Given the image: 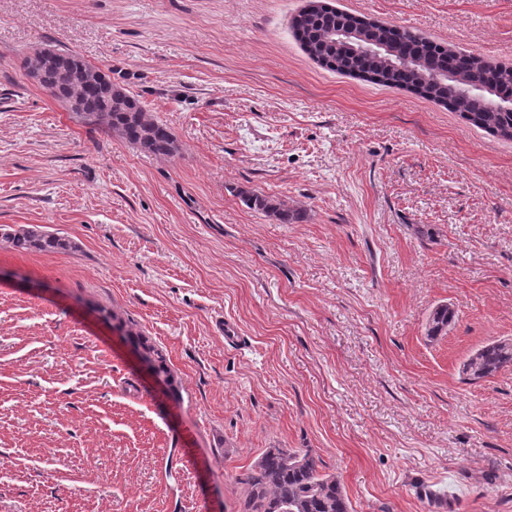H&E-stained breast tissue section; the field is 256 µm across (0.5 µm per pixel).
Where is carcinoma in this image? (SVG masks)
I'll list each match as a JSON object with an SVG mask.
<instances>
[{
	"label": "carcinoma",
	"instance_id": "obj_1",
	"mask_svg": "<svg viewBox=\"0 0 512 512\" xmlns=\"http://www.w3.org/2000/svg\"><path fill=\"white\" fill-rule=\"evenodd\" d=\"M294 17L292 28L304 52L321 66L364 80L410 90L438 102L487 133L512 140V112L501 111L498 92L512 87V67L479 56L454 52L406 28L384 25L340 11L322 0ZM28 74L89 125L112 134L155 156L177 152L175 135L154 120L142 102L105 73L73 52L48 50L24 61ZM242 201L283 223L299 222L303 213L268 196L240 192ZM0 240L20 252H66L75 243L42 230L39 225L0 231ZM105 318L118 321L124 338L163 379L167 394L180 392L165 356L141 332L109 309ZM454 319L440 305L430 314L426 336L436 339ZM512 365V339L497 340L475 351L464 364L467 380L477 383ZM245 486L238 512H350L340 480L319 470V458L309 448H266L242 478ZM419 497L429 507H441L448 491L424 487Z\"/></svg>",
	"mask_w": 512,
	"mask_h": 512
}]
</instances>
